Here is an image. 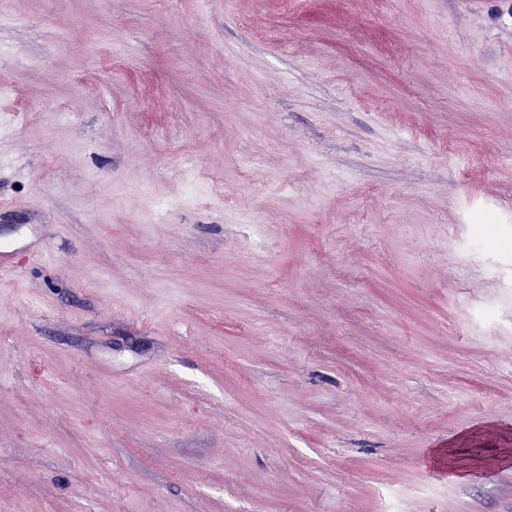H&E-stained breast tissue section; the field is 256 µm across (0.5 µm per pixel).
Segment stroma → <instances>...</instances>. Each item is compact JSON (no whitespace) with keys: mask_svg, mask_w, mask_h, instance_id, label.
<instances>
[{"mask_svg":"<svg viewBox=\"0 0 512 512\" xmlns=\"http://www.w3.org/2000/svg\"><path fill=\"white\" fill-rule=\"evenodd\" d=\"M482 206L512 0H0V512H512Z\"/></svg>","mask_w":512,"mask_h":512,"instance_id":"obj_1","label":"stroma"}]
</instances>
